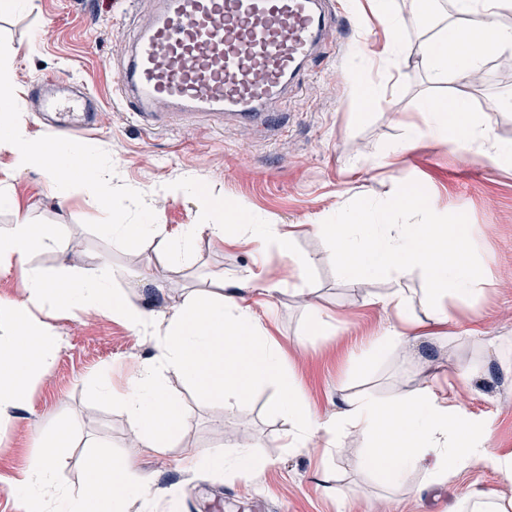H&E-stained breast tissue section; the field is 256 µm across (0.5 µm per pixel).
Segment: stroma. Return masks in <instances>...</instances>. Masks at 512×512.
<instances>
[{
    "label": "stroma",
    "instance_id": "stroma-1",
    "mask_svg": "<svg viewBox=\"0 0 512 512\" xmlns=\"http://www.w3.org/2000/svg\"><path fill=\"white\" fill-rule=\"evenodd\" d=\"M333 2V53L307 69L298 93L282 104L288 124L271 142L255 127L234 122L221 130L204 124L149 128L114 101L118 65L132 35L130 17L149 15L152 0H36L34 10L0 15V58L15 72L18 96H26L33 83L63 78L96 97L98 124L83 142L111 161L113 206L126 223L139 222L145 203L164 234L173 237L187 224L230 220L240 207L254 223L293 229L295 256L313 261L306 274L276 249L257 253L204 237L180 264L165 269L163 288H154L144 281L156 258L153 244H124L104 235L103 213L81 185L58 192L41 170L15 172L5 148L0 181L10 186L15 204L0 207V228L20 213L35 224L60 225V238L83 274L109 263L127 282L128 300L161 319L212 272L232 280L251 270L284 281L287 291L273 303L254 288L245 297L319 415H336L359 394L387 399L430 387L450 393L465 417L488 432L491 452L512 457V370L501 367L490 345L496 338L512 339V162L429 138L402 155L382 158L384 148L409 127L422 126L430 101L452 96L466 97L474 112H485L493 139L512 144V107L485 110L489 101L512 100V52L492 56L482 79L461 85L434 77L421 56L425 39L454 21L451 0H437L430 19L413 17L409 0H392L393 11L405 19L399 33L404 53L394 64L378 59L386 33L370 0ZM353 70L391 89L386 101L361 115L359 92L349 77ZM187 174L200 195L174 190ZM408 181L419 182L440 209L467 214L483 270L479 296L468 303L448 300L450 321L444 327L428 321L421 303L424 281L413 275L401 282L410 299L408 317L425 323L429 332L452 335L431 347L433 359L444 363L436 372L407 361L396 349L374 360L364 355L365 345L398 321L393 309L375 301L391 283L350 286L322 263L326 245L310 230L350 201L388 199L397 183ZM315 309L331 318L325 334L310 330ZM40 317L53 327L60 347L31 382L25 401L0 412L6 422L0 430V512H23L11 485L38 452L37 432L53 429L70 434L55 474L61 488L78 489L96 456L128 453L149 484L155 512H458L468 490L512 497V484L482 467L460 471L442 487L420 488L417 475L405 485L385 483L363 465L364 444L354 438L335 452L284 447L288 424L276 409L277 390L270 383L257 385L247 401L215 403L184 376L165 378L168 392L188 414L176 453L233 456L224 438L230 430L238 444L265 458V466L253 473L188 471L132 450L125 414L98 390L123 386L138 362L154 356L155 337L108 313H66L49 305ZM473 363L482 364V374L456 383L455 367Z\"/></svg>",
    "mask_w": 512,
    "mask_h": 512
}]
</instances>
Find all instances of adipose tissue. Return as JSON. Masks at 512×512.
Here are the masks:
<instances>
[{
	"instance_id": "1",
	"label": "adipose tissue",
	"mask_w": 512,
	"mask_h": 512,
	"mask_svg": "<svg viewBox=\"0 0 512 512\" xmlns=\"http://www.w3.org/2000/svg\"><path fill=\"white\" fill-rule=\"evenodd\" d=\"M455 10L459 24L445 26L426 41L423 54L436 76L466 83L489 57L512 49V29L496 28L490 39L479 43L475 28L464 25V18L482 10L493 14L511 11L512 0H455ZM423 122L426 133L435 139L470 150H487L498 161L512 157V147L492 139L489 125L471 110L465 98L430 102ZM1 134L10 146L16 171L40 167L51 185H82L106 210L103 228L110 236L128 244L144 240L155 243L166 265L177 264L202 237L218 242L241 240L259 249L276 246L282 254L294 257L302 273L312 264L310 258L295 257L291 234L273 224L251 223L243 213L230 224L186 225L174 237L164 235L148 215L141 223H126L124 216L112 210L108 160L60 138L32 140L13 121L0 126ZM57 245L56 225L33 224L26 216L17 215L14 224L0 228V266L26 261L36 249ZM117 279V272L106 264L88 277L66 273L50 279L33 269L25 300H0V404L24 398L33 373L55 355L59 338L38 319L36 308L50 303L68 312L105 309L139 330L153 326V315L130 304L117 288ZM215 285L212 296L186 297L168 318L155 356L139 364L126 388L99 390L102 397L125 412L135 428L136 447L169 457L185 423L183 407L165 387L164 376L171 371L195 382L215 401L230 396L242 401L256 384H275L277 409L290 424L285 433L287 447L306 448L317 439L332 447L347 437H360L365 443V466L392 484L403 483L416 472L426 485L441 486L452 474L477 466L512 482V457L489 453L486 433L461 419L447 397L431 389L386 401L352 399L336 416L317 415L245 302V290L257 286L272 299L283 293L282 283L258 284L256 274L250 272L234 281L216 276ZM37 442L39 454L14 485L24 512H45L51 496L56 497L60 512H125L129 499L149 502L150 490L136 475L128 455L101 457L79 490L58 491L54 477L67 434L62 430L41 433Z\"/></svg>"
}]
</instances>
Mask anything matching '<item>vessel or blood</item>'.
Masks as SVG:
<instances>
[{
    "label": "vessel or blood",
    "mask_w": 512,
    "mask_h": 512,
    "mask_svg": "<svg viewBox=\"0 0 512 512\" xmlns=\"http://www.w3.org/2000/svg\"><path fill=\"white\" fill-rule=\"evenodd\" d=\"M334 39L331 0H154L114 94L146 125L234 120L273 138L285 126L279 105ZM27 105L75 143L98 110L66 80L36 83Z\"/></svg>",
    "instance_id": "obj_1"
}]
</instances>
